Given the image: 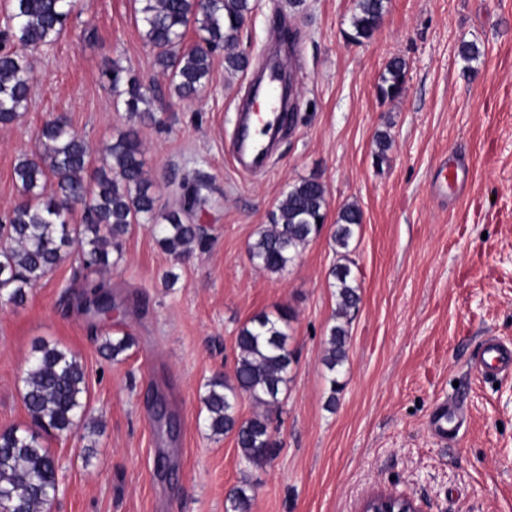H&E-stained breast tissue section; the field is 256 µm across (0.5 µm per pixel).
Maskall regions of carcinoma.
<instances>
[{
  "mask_svg": "<svg viewBox=\"0 0 512 512\" xmlns=\"http://www.w3.org/2000/svg\"><path fill=\"white\" fill-rule=\"evenodd\" d=\"M73 6L74 0H11L12 46H0V124H11L26 112L34 81L29 56L63 33ZM134 10L144 42L180 99L193 98L205 88L217 53L225 52L230 69L248 65L237 47L252 11L251 0H134ZM383 11L384 0H357L348 38L357 43L370 39ZM191 26L198 39L187 44ZM103 75L113 98L124 105L128 124L105 146L91 181L84 179L92 164L91 148L62 114L49 116L39 128L42 151L22 155L15 166L23 199L0 224L5 237L0 247V304H24L29 291L72 250L86 267L111 266L112 253H121L122 241L135 224L152 225L159 245L178 260L206 245L192 218L207 200L211 177L200 171L183 177L181 208L158 213L140 139V125L156 121L148 108L154 89L135 75L124 74L115 61ZM404 78V62L391 60L378 86L380 97L399 95ZM326 206V189L318 178L289 186L271 213L270 224L260 228L249 244L250 261L264 272L282 273L321 233ZM78 209L83 222L74 224L72 214ZM361 225L360 209L350 204L340 210L332 232L338 257L330 272L336 313L325 336L323 357L331 406L340 391L337 376L348 360L349 321L360 302L350 254ZM108 292L107 283L89 282L81 295L101 301ZM290 320L288 310L281 309L275 315L257 314L243 324L235 338L232 374L213 375L200 397L207 429L215 436H233L248 465L262 467L275 455L271 414L281 407L296 362L288 345ZM133 344L131 334L124 332L105 337L101 347L116 359ZM22 383L30 426L0 432V509L45 512L57 493L58 464L41 441L42 434H67L87 418L85 371L70 351L42 344L28 361ZM244 394L265 406L266 412L242 417L239 399ZM254 498V487L245 479L227 498L226 512H251Z\"/></svg>",
  "mask_w": 512,
  "mask_h": 512,
  "instance_id": "obj_1",
  "label": "carcinoma"
}]
</instances>
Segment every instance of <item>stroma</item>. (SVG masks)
Returning a JSON list of instances; mask_svg holds the SVG:
<instances>
[{
    "label": "stroma",
    "mask_w": 512,
    "mask_h": 512,
    "mask_svg": "<svg viewBox=\"0 0 512 512\" xmlns=\"http://www.w3.org/2000/svg\"><path fill=\"white\" fill-rule=\"evenodd\" d=\"M252 5L239 45L248 68L227 70L216 54L192 100L170 94L133 0H76L58 40L31 55L28 109L0 124V219L21 199L14 167L38 149L49 115L67 116L97 154L125 125L102 75L113 61L161 95L155 123L141 129L158 209L180 207L183 175L203 171L212 189L194 217L207 244L184 260L137 224L109 269L72 253L24 305H0V431L28 424L21 376L47 343L78 355L99 424L44 436L59 463L51 512H225L244 479L255 485L251 512H357L368 492L390 487L426 512H512V375L480 371L488 339L512 343V0H385L360 44L347 38L357 0ZM284 34L293 125L267 171L250 176L230 151L237 106ZM465 45L476 60L462 59ZM397 57L404 89L381 99ZM381 132L391 145L379 162ZM445 158L465 178L439 194ZM310 177L326 187L328 227L344 205L363 215L351 255L361 301L332 408L323 340L337 256L328 228L280 274L247 252L288 186ZM168 270L179 276L171 288L161 280ZM102 278L117 308L108 324L78 305L82 284ZM282 307L293 314L297 362L272 415L277 453L251 467L233 436L207 430L200 395L214 373L232 370L239 328ZM106 332L131 333L135 344L106 359ZM445 404L460 422L444 440L431 420ZM161 452L176 478L157 471Z\"/></svg>",
    "instance_id": "stroma-1"
}]
</instances>
